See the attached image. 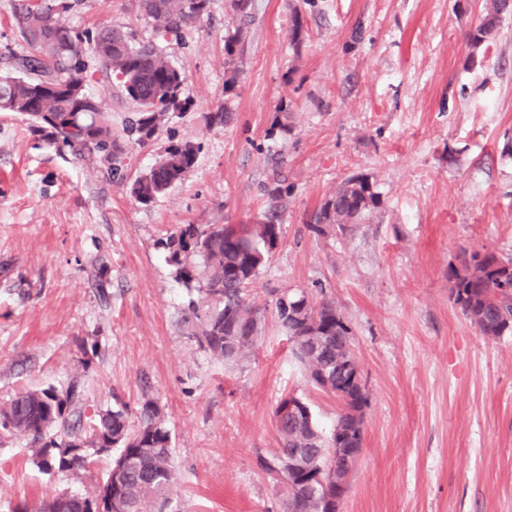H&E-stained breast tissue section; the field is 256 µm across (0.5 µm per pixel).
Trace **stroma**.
Wrapping results in <instances>:
<instances>
[{
	"label": "stroma",
	"mask_w": 512,
	"mask_h": 512,
	"mask_svg": "<svg viewBox=\"0 0 512 512\" xmlns=\"http://www.w3.org/2000/svg\"><path fill=\"white\" fill-rule=\"evenodd\" d=\"M224 3L160 43L188 105L157 140L128 145L127 180L0 112V403L77 376L92 412L153 398L172 432L179 512H280L257 465L278 446L279 401H307L327 431L340 403L307 383L274 318L244 367L200 350L190 293L159 245L178 225L247 224L274 203L280 242L250 304L267 310L302 292L335 302L353 332L367 405L342 512H512V334L481 335L448 284L462 250L512 254V14L476 44L486 0H257L228 102ZM68 20L151 35L136 0H80ZM89 66L87 89L122 135L132 107ZM226 102L233 122L205 127L203 113ZM281 119L287 133L272 135ZM173 139L200 144L194 169L137 203L129 178ZM361 174L380 194L367 223L309 232L324 197ZM279 179L289 192L275 200ZM96 259L110 282L105 306L90 284ZM111 466L107 454L86 471L43 472L24 439L2 436L0 512L91 493Z\"/></svg>",
	"instance_id": "1"
}]
</instances>
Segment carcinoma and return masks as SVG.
I'll return each mask as SVG.
<instances>
[{
	"instance_id": "carcinoma-1",
	"label": "carcinoma",
	"mask_w": 512,
	"mask_h": 512,
	"mask_svg": "<svg viewBox=\"0 0 512 512\" xmlns=\"http://www.w3.org/2000/svg\"><path fill=\"white\" fill-rule=\"evenodd\" d=\"M211 0H138L139 15L152 27L153 38L139 40L127 29L102 23L92 34L69 25L66 15L73 0H18L13 19L28 50L7 56L0 72V101H12L25 114L36 135L87 162L110 179H124L128 164L123 143L112 133L109 114L102 104L79 108L60 92L42 97L46 84L86 87V56L97 58L117 81L133 107L124 127L127 140L146 145L156 139L172 115L188 103L184 77L158 48V42L178 39L210 15ZM232 27L224 36V91L237 88L248 43V24L256 4L244 8L242 0H225ZM512 10V0H492L491 9L471 35L479 43L494 31L500 16ZM224 106L206 112L208 126L234 120ZM200 146L177 141L165 147L160 161L139 174L130 194L148 205L164 195L195 166ZM379 193L368 178L351 176L329 194L308 217L307 228L318 236L350 230L365 223L377 207ZM272 211L254 224H180L161 241L175 277L197 292L190 301L196 319L200 349L229 366L243 364L259 338L264 314L247 299L248 288L269 260L280 240L281 225ZM450 300L483 336L512 334V256L498 257L478 251L464 252L448 267ZM275 322L295 359L316 388L332 394L341 410L330 433L321 430L313 415L275 418L279 448L272 459L298 463L288 466L279 490L282 512H335L336 478L345 475V458L338 448L362 447V422L357 420L367 403L353 381L357 361L352 352V330L336 304H316L301 294L283 293L273 300ZM19 435L30 441L36 466L43 471H70L93 463L89 455L120 449L113 460V512H164L173 500L175 467L172 437L157 402L142 400L137 422L125 407L101 409L90 415L80 380L65 388L48 386L16 394L0 404V434ZM100 487L90 496L61 494L33 507L32 512H96Z\"/></svg>"
}]
</instances>
